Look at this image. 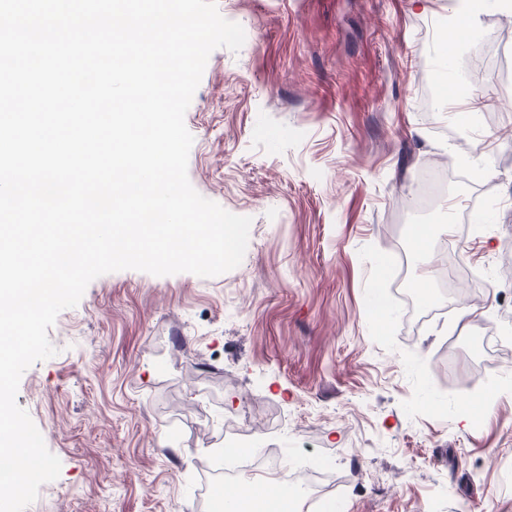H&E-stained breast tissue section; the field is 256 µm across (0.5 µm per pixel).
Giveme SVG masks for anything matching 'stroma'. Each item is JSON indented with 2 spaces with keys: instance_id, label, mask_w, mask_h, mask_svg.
<instances>
[{
  "instance_id": "1",
  "label": "stroma",
  "mask_w": 512,
  "mask_h": 512,
  "mask_svg": "<svg viewBox=\"0 0 512 512\" xmlns=\"http://www.w3.org/2000/svg\"><path fill=\"white\" fill-rule=\"evenodd\" d=\"M239 51L214 50L185 114L188 177L252 219L242 263L203 278L100 276L23 374L17 402L61 461L27 512H213L224 423L241 440L283 433V461L327 462L315 512H512V350L463 344L512 332V116L502 94L423 109L420 73L448 31V0H216ZM459 46L474 89L478 46L503 18L481 8ZM449 182L430 216L409 204L425 172ZM437 234L436 306L410 315L413 225ZM466 224L461 233L444 224ZM484 270L483 279L471 274ZM388 308L372 318L375 294ZM489 395L478 425L470 396Z\"/></svg>"
}]
</instances>
